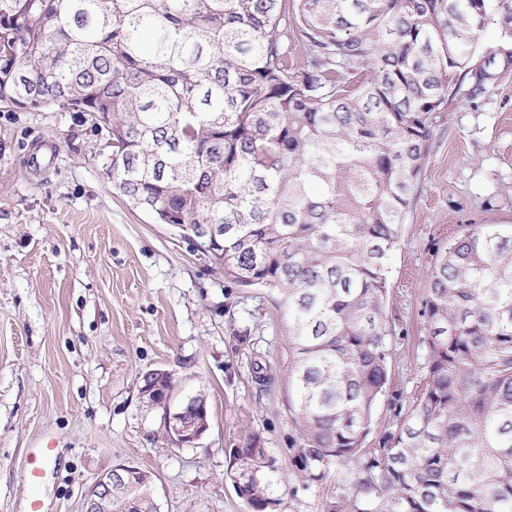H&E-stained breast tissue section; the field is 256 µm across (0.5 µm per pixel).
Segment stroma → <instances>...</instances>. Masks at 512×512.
<instances>
[{
	"label": "stroma",
	"mask_w": 512,
	"mask_h": 512,
	"mask_svg": "<svg viewBox=\"0 0 512 512\" xmlns=\"http://www.w3.org/2000/svg\"><path fill=\"white\" fill-rule=\"evenodd\" d=\"M475 61L490 78L449 96L391 258L389 308L407 330L393 369L407 391L423 373L435 243L463 224L512 231V37L489 25ZM106 135L68 107L0 104V512H30L35 499L42 512H83L87 487L120 463L152 474L158 512H249L224 451L251 431L275 460L278 512H323L347 476L296 477L283 308L225 279L203 243L133 209L106 175ZM256 360L270 387L254 382ZM155 369L174 376L172 407L205 395L209 428L195 444L171 440L163 408L143 397ZM36 448L52 454L31 483L23 463Z\"/></svg>",
	"instance_id": "35a3bbf8"
}]
</instances>
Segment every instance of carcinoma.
Segmentation results:
<instances>
[{"label":"carcinoma","instance_id":"cac0c4a2","mask_svg":"<svg viewBox=\"0 0 512 512\" xmlns=\"http://www.w3.org/2000/svg\"><path fill=\"white\" fill-rule=\"evenodd\" d=\"M508 14L512 0H0V103L87 113L133 208L224 225V276L279 295L297 474H350L325 512H512V233L465 224L434 249L410 393L388 306L435 113L467 76L484 89L478 43ZM225 456L236 494L276 512L259 434ZM150 491L138 473L112 512H153Z\"/></svg>","mask_w":512,"mask_h":512}]
</instances>
